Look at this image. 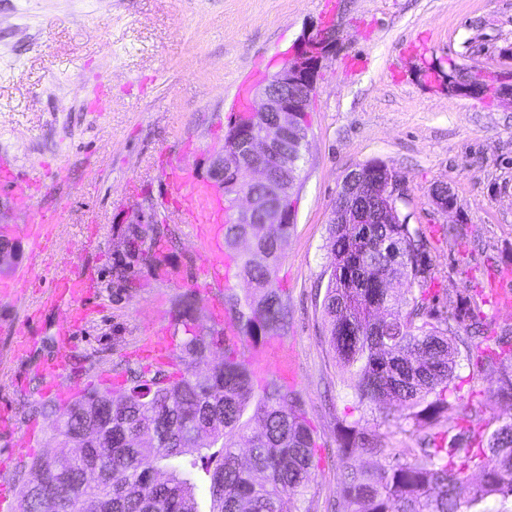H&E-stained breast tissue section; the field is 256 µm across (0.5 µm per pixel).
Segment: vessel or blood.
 <instances>
[{
  "label": "vessel or blood",
  "mask_w": 512,
  "mask_h": 512,
  "mask_svg": "<svg viewBox=\"0 0 512 512\" xmlns=\"http://www.w3.org/2000/svg\"><path fill=\"white\" fill-rule=\"evenodd\" d=\"M69 176L67 167H59L44 173L34 172L18 176L13 164L0 158V186L9 187L12 198L28 214L25 223L7 226L6 235L10 239H22L30 246V262L22 268L19 277L27 278L34 273L41 254L59 225L67 223L68 213L65 208L53 209L42 207L40 196L48 181H63ZM166 188V203L174 204L177 221L184 225L186 235L193 243L201 260L205 281L200 288L213 317L224 320V339L228 345L247 347L249 363L256 367L258 373L277 376L287 384L296 381L293 353L286 341L280 338L268 340L262 346H248L245 336L237 329L232 312L222 309L217 295L219 288L229 282L227 265L224 261V245L220 231L224 221L221 210L209 207L205 202V184L196 179L189 167L177 162L169 164L162 171ZM512 281V266L502 265L491 272L488 286L492 288L495 298L504 305H511L512 299L502 293L504 285ZM94 290L91 272L77 268L67 273L54 275L51 288L45 289L38 300L39 307L57 310L63 313L64 321L58 327L57 346L51 358L47 359L42 369L45 379L44 392L48 395L63 396L66 392L64 380L73 358L71 334L78 323L87 315L84 299ZM6 333L11 342L13 355L28 353L35 342L25 325L9 326ZM148 358L156 366L174 365V350L165 337L151 339L145 348Z\"/></svg>",
  "instance_id": "vessel-or-blood-1"
}]
</instances>
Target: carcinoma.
Returning a JSON list of instances; mask_svg holds the SVG:
<instances>
[{"mask_svg":"<svg viewBox=\"0 0 512 512\" xmlns=\"http://www.w3.org/2000/svg\"><path fill=\"white\" fill-rule=\"evenodd\" d=\"M292 228L273 234L260 224L224 225V253L250 288H229L224 307L242 335L263 340L288 333V296L276 272ZM173 224L154 225L149 249L172 238ZM395 244L407 266L390 264ZM330 274L322 311L329 345L343 366V385L356 405L386 404L416 435L402 459L361 416L337 427L341 465L336 498L352 512H485L495 499L512 503V422L499 424L491 400L471 405L463 429L464 396L454 383L460 356L479 373L498 372L512 358V336H492L480 318L485 301L473 290L437 304L426 286L437 268L428 238L386 202L381 224H332L326 243ZM390 287L381 291L375 275ZM402 280L419 293L402 296ZM174 374L164 368L125 371V394L95 386L71 401H39L23 416L56 417L52 439L71 456L41 454L21 461L14 512H312L305 493L317 440L301 396L275 377L255 381L249 364L224 344V327L190 319L177 344ZM206 369H200V365ZM444 417L452 426L433 431ZM249 448L239 462L236 438ZM383 460L373 469L358 454ZM480 477L463 499L458 488Z\"/></svg>","mask_w":512,"mask_h":512,"instance_id":"1","label":"carcinoma"}]
</instances>
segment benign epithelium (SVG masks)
<instances>
[{
    "mask_svg": "<svg viewBox=\"0 0 512 512\" xmlns=\"http://www.w3.org/2000/svg\"><path fill=\"white\" fill-rule=\"evenodd\" d=\"M336 27L322 26L303 39L292 51V57L279 72L254 94L243 98L227 133L235 151V161L222 154L214 158L206 179L214 205L224 208V223L255 224L258 210L269 212L268 224L293 223L292 210L285 207L291 186L288 144L301 147L307 133L305 116L322 58L336 43ZM253 174L252 184L263 188L261 197L245 191L233 196L226 187ZM358 170L344 177L337 196L333 218L342 224H369L370 209L350 201ZM381 195L394 202L402 200L403 180L387 179ZM437 207L447 212L454 208L455 198L448 184L441 182L431 189Z\"/></svg>",
    "mask_w": 512,
    "mask_h": 512,
    "instance_id": "7a95c632",
    "label": "benign epithelium"
}]
</instances>
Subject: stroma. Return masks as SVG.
Wrapping results in <instances>:
<instances>
[{
    "mask_svg": "<svg viewBox=\"0 0 512 512\" xmlns=\"http://www.w3.org/2000/svg\"><path fill=\"white\" fill-rule=\"evenodd\" d=\"M338 40L311 93L309 129L295 187L296 216L277 279L291 318L286 340L297 355L295 388L318 437L308 498L336 496V425L358 418L328 344L322 299L328 282V226L345 175L380 161L399 175L398 208L433 246L438 278L430 295L457 296L490 270L512 263V0H0V156L20 174L65 164L68 183L49 187L44 207L66 206L49 249L51 270L91 268L94 315L75 333L72 391L112 371L150 368L145 336L181 334L192 317L213 318L195 287L200 260L186 234L156 259L132 260L152 235L161 169L184 159L206 178L224 147L237 79L279 71L288 53L322 21ZM357 69H349L350 61ZM482 75L488 93L450 88V63ZM456 197L442 212L430 189ZM48 276L20 282L0 301V322L25 321L32 352L12 356L0 339V404L19 414L38 399L40 365L56 347L58 312H37ZM476 375L461 363L466 400L495 396L500 421L512 401L496 392L503 374ZM22 388H15L14 380Z\"/></svg>",
    "mask_w": 512,
    "mask_h": 512,
    "instance_id": "obj_1",
    "label": "stroma"
}]
</instances>
